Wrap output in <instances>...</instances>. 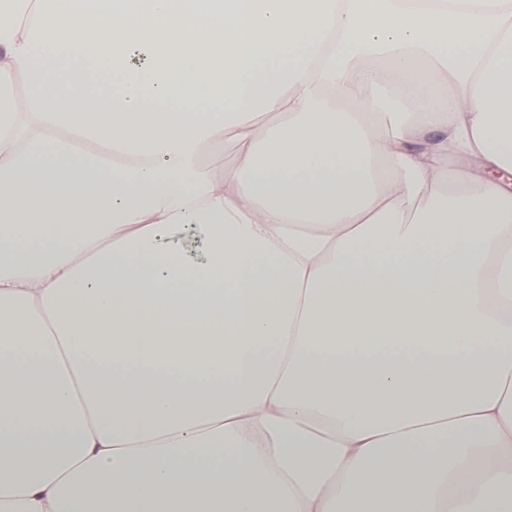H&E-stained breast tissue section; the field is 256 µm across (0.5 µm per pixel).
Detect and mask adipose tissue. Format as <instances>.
<instances>
[{
    "label": "adipose tissue",
    "mask_w": 512,
    "mask_h": 512,
    "mask_svg": "<svg viewBox=\"0 0 512 512\" xmlns=\"http://www.w3.org/2000/svg\"><path fill=\"white\" fill-rule=\"evenodd\" d=\"M49 3L0 0V512H512V0ZM232 158V150L228 144H219L209 148L203 155L202 166L211 175L224 173V165ZM201 237L202 231L199 228L187 227L168 236L167 241L181 245L191 257L195 258L199 255Z\"/></svg>",
    "instance_id": "1"
}]
</instances>
